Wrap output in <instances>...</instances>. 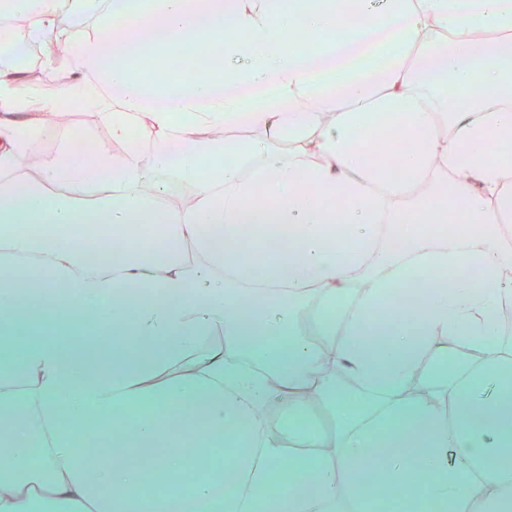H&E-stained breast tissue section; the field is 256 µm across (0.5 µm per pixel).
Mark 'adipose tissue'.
<instances>
[{"instance_id":"1","label":"adipose tissue","mask_w":512,"mask_h":512,"mask_svg":"<svg viewBox=\"0 0 512 512\" xmlns=\"http://www.w3.org/2000/svg\"><path fill=\"white\" fill-rule=\"evenodd\" d=\"M62 7L101 25L64 40ZM18 14L28 40L65 42L69 79L21 94L0 72V237L37 260L53 317L51 339L19 341L16 297L0 292V463L14 477L0 512H378L368 467L390 488L433 473L404 512L475 500L512 512V351L497 341L512 270V0H155L145 14L130 0H0V37ZM214 43L212 72L184 66ZM135 59L181 67L147 77ZM74 107L100 109L112 142L139 131L156 169L193 183V206L157 208L166 183L145 194L141 153L109 144L82 163L61 141L18 189L46 115ZM237 123L250 141L210 138ZM382 131L399 145L388 171L363 150ZM312 140L314 164L277 149ZM74 224L107 225L124 259L90 263ZM231 243L260 255L256 287L232 272ZM447 273L450 289L436 282ZM407 281L422 296L412 310L395 291ZM312 300L305 332L295 313ZM228 347L276 385L228 362ZM425 353L440 405L404 391ZM340 374L364 404L346 403ZM474 379L494 396L454 413ZM312 389L329 422L297 425ZM273 406L289 420L274 441L254 421ZM91 416L95 454L75 448Z\"/></svg>"}]
</instances>
